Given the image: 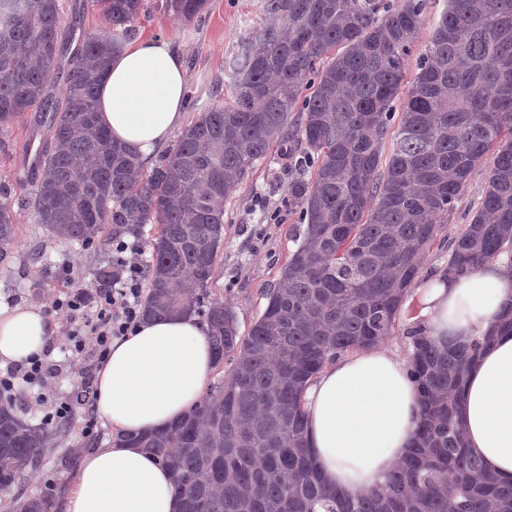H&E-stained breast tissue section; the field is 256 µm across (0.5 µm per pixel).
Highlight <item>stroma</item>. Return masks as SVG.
I'll return each instance as SVG.
<instances>
[{"label":"stroma","instance_id":"35a3bbf8","mask_svg":"<svg viewBox=\"0 0 512 512\" xmlns=\"http://www.w3.org/2000/svg\"><path fill=\"white\" fill-rule=\"evenodd\" d=\"M162 2L144 0L145 8L132 34L162 37L181 49L188 79L186 117L192 122L204 103L227 97L233 80L229 62L247 33L260 23L261 0H208L202 14L189 23L165 11ZM59 4L69 32L68 59L87 37L103 33L108 24L93 0H59ZM67 59L50 76L52 92H60L64 85ZM50 142L48 126L35 112L0 129V184L11 187L18 218L16 245L0 257V295L14 305L41 308L50 296L89 287L94 268L112 259L111 248L87 249L64 242L36 224L32 209L36 156ZM493 164V155H486L454 210L442 218L440 233L420 261L417 281L431 278L447 265L448 242L468 224ZM298 225V213L288 208L285 162L279 153H269L224 202V248L217 257L210 295L232 308L240 333H247L263 310L267 288L296 247L293 234ZM65 341L64 326H57L47 351L49 361L59 364V372L41 392L22 391L15 396L20 415L28 423L46 425L49 432V447L38 466L27 467L24 487L30 491L53 487L58 502L68 489L74 466L114 436L111 426L102 420L93 435L85 434L84 409L76 403L85 391L83 366L65 358ZM63 401L73 404L74 419L45 424V416Z\"/></svg>","mask_w":512,"mask_h":512}]
</instances>
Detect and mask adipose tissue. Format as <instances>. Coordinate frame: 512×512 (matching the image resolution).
<instances>
[{"label": "adipose tissue", "instance_id": "obj_1", "mask_svg": "<svg viewBox=\"0 0 512 512\" xmlns=\"http://www.w3.org/2000/svg\"><path fill=\"white\" fill-rule=\"evenodd\" d=\"M183 57L164 38L137 37L112 59L99 89V120L117 143L150 160L184 122ZM418 318L435 340L492 342L469 363L455 418L469 451L512 481V334L498 320L512 300V263L495 258L461 273L439 271L415 287ZM54 327L34 306L0 301V366L41 352ZM214 370L205 322L141 321L113 340L95 405L116 431L151 432L187 414ZM309 448L323 483L365 494L411 453L423 401L410 360L384 345L327 363L303 394ZM169 471L144 449L107 442L76 470L64 512H179Z\"/></svg>", "mask_w": 512, "mask_h": 512}]
</instances>
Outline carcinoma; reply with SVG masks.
<instances>
[{"label":"carcinoma","instance_id":"obj_1","mask_svg":"<svg viewBox=\"0 0 512 512\" xmlns=\"http://www.w3.org/2000/svg\"><path fill=\"white\" fill-rule=\"evenodd\" d=\"M95 2L109 29L86 39L56 95L48 77L67 39L59 0H0V126L39 112L55 144L38 153L36 223L85 247L144 240L142 316L202 314L215 365H230L180 420L117 441L170 472L181 512H512V484L467 452L454 420L483 342L440 344L416 326L417 446L359 498L322 483L301 403L325 363L391 335L437 219L490 151L486 189L448 241L445 270L512 253V0H446L435 21L430 0H263L262 22L232 60L230 97L202 109L150 170L97 115L103 77L144 3ZM206 5L162 7L189 22ZM429 22L430 45L402 99L406 58ZM274 147L288 156V209L302 229L241 336L232 309L207 298L224 243L222 204ZM147 224L157 228L146 239ZM16 230L11 191L0 184V256ZM123 278L122 260L100 266L87 298ZM48 442L45 427L0 401V490L23 482ZM52 497L37 490L8 508L50 512Z\"/></svg>","mask_w":512,"mask_h":512}]
</instances>
